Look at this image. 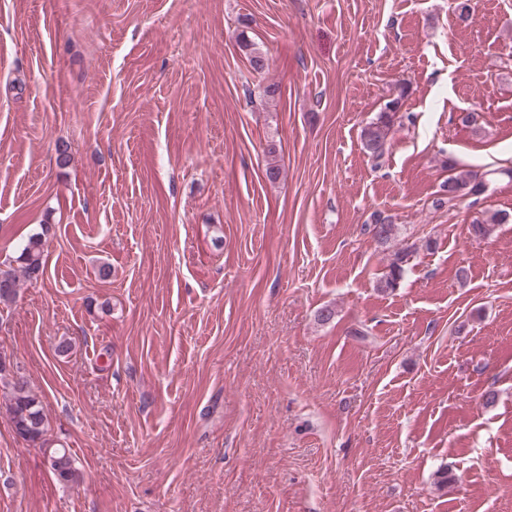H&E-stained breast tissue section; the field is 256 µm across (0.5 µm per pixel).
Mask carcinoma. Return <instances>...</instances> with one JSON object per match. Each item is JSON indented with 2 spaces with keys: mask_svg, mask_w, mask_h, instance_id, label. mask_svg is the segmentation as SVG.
I'll use <instances>...</instances> for the list:
<instances>
[{
  "mask_svg": "<svg viewBox=\"0 0 512 512\" xmlns=\"http://www.w3.org/2000/svg\"><path fill=\"white\" fill-rule=\"evenodd\" d=\"M241 46L248 50V60L253 70L262 72L267 68L265 54L245 34L241 35ZM404 97L405 89L402 88L397 97L386 103L376 121L362 130L364 148L376 159L385 154L387 136ZM484 187L485 183L472 170L450 161L448 178L440 183L439 197L434 201V206L440 208L463 197L478 195ZM365 230L378 243L385 244L395 234L394 218L382 211H375L370 215V222L365 224ZM45 245L43 232L28 237L15 258L17 266L0 276V303L9 304L16 299L20 280L36 281L42 276ZM409 253L410 249L406 248L394 254L388 273L379 281V288L392 290L399 286L404 273V259ZM0 382L9 390L5 410L16 434L44 449L47 464L60 482L68 484L77 481L79 472L69 451L64 447H47V424L42 401L30 387L26 376L17 370L10 371L0 367Z\"/></svg>",
  "mask_w": 512,
  "mask_h": 512,
  "instance_id": "carcinoma-1",
  "label": "carcinoma"
}]
</instances>
